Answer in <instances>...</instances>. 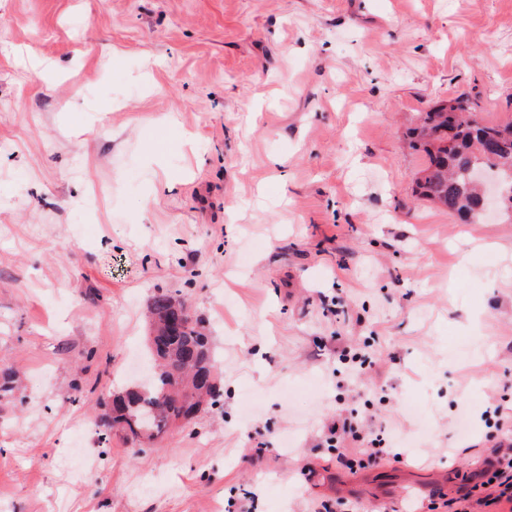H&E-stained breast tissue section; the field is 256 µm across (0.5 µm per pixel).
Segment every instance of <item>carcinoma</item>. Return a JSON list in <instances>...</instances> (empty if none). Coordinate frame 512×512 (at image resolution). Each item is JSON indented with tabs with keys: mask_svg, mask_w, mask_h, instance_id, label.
<instances>
[{
	"mask_svg": "<svg viewBox=\"0 0 512 512\" xmlns=\"http://www.w3.org/2000/svg\"><path fill=\"white\" fill-rule=\"evenodd\" d=\"M410 145L421 152L425 166L417 178V192L434 206L475 223L480 196L471 171L486 170L507 189L499 212L512 218V124H487L477 119L470 99L450 97L427 112L409 131ZM176 299L167 292L152 298L151 346L146 379H138L111 398H99L109 408L102 419L104 431L118 426L134 431L140 416L151 415L154 436L163 435L196 397L219 404L224 391L218 375L206 379L202 363L217 370L209 336L199 330L201 320L175 310Z\"/></svg>",
	"mask_w": 512,
	"mask_h": 512,
	"instance_id": "1",
	"label": "carcinoma"
}]
</instances>
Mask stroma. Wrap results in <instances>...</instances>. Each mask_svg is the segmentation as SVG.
Masks as SVG:
<instances>
[{
	"label": "stroma",
	"mask_w": 512,
	"mask_h": 512,
	"mask_svg": "<svg viewBox=\"0 0 512 512\" xmlns=\"http://www.w3.org/2000/svg\"><path fill=\"white\" fill-rule=\"evenodd\" d=\"M462 93L512 123V0H0V512H453L512 408V220L414 192ZM161 291L224 404L134 453Z\"/></svg>",
	"instance_id": "stroma-1"
}]
</instances>
